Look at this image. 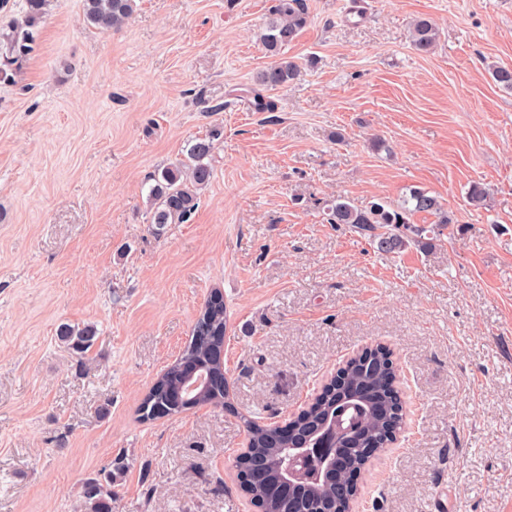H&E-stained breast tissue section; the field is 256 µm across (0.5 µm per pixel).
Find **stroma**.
<instances>
[{"label": "stroma", "instance_id": "1", "mask_svg": "<svg viewBox=\"0 0 512 512\" xmlns=\"http://www.w3.org/2000/svg\"><path fill=\"white\" fill-rule=\"evenodd\" d=\"M306 3L284 53L312 64L281 89L255 80L271 0H136L108 33L51 0L0 83V512H81L83 480L119 456L112 512H255L245 420L284 421L376 345L404 425L358 475L357 512H433L440 490L447 512H512V90L493 77L512 68V0ZM216 124L192 223L156 230L150 176ZM412 187L457 218L414 216L430 252L328 221L337 197ZM215 287L232 410L141 420ZM62 323L97 330L87 359ZM438 29L428 18L418 19L413 28L414 45L422 52H428L437 42Z\"/></svg>", "mask_w": 512, "mask_h": 512}]
</instances>
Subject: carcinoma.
Wrapping results in <instances>:
<instances>
[{
    "label": "carcinoma",
    "mask_w": 512,
    "mask_h": 512,
    "mask_svg": "<svg viewBox=\"0 0 512 512\" xmlns=\"http://www.w3.org/2000/svg\"><path fill=\"white\" fill-rule=\"evenodd\" d=\"M49 0H24L20 7L22 21H13L0 28V83L15 82L30 55L34 52ZM136 8V0H84V16L87 22L102 33L110 32L128 21ZM308 12L305 0H273L265 24L263 45L272 62L257 73L256 81L265 88H284L301 73V64L282 53L305 27ZM438 29L428 18L418 19L413 28L414 45L422 52L429 51L437 42ZM223 129L212 127L205 137L198 139L187 150V156L151 176L149 199L152 202L149 223L189 224L198 208V190L207 186L213 177L214 141L221 138ZM427 213L437 218L439 224L455 223L454 215L444 208L438 197L422 189L410 190L409 197L398 205L385 201L368 206H356L338 197L331 205L329 223L350 224L380 244L392 250H400L413 244L421 249L432 247L425 240L427 228L417 226L412 217ZM219 300L208 311L196 318L189 341L180 356L157 377L142 399L140 417L156 420L175 416L198 407L214 404L232 410L230 393L225 379H220L214 390L196 399L186 397L180 388L179 370L183 367H200L224 373L221 349L209 341L210 332L226 333V306L221 289ZM58 337L70 349L87 355L96 343V330L91 326L75 328L63 324ZM363 386L366 403L362 429L367 435L382 437L394 428H400L403 407L396 393L372 381L363 372L361 360H354L348 367L345 385L328 394L306 418V426L318 425L321 415L342 404L348 391ZM250 454L237 460L240 486L248 489L262 512H309L311 509H327L338 498L342 485L353 483L360 464L351 449L342 452L339 462L349 471L336 478L323 469L308 471L288 494L279 492L277 469L287 454L277 444L273 426L256 420H244ZM124 468V459L118 457L113 466L100 470L84 480L81 498L85 512H112V483L115 472Z\"/></svg>",
    "instance_id": "cac0c4a2"
}]
</instances>
